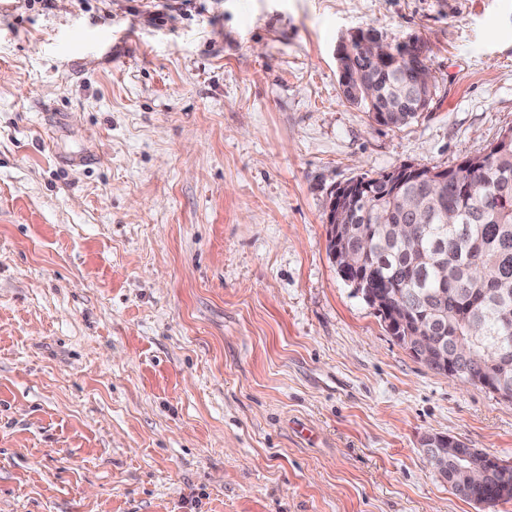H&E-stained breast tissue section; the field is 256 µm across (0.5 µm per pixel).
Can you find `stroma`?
I'll return each mask as SVG.
<instances>
[{
  "mask_svg": "<svg viewBox=\"0 0 512 512\" xmlns=\"http://www.w3.org/2000/svg\"><path fill=\"white\" fill-rule=\"evenodd\" d=\"M416 45L371 121L337 48ZM512 128V0H0V512L481 510L512 400L416 361L327 253L337 185ZM426 455L432 466L435 463L443 464L448 477V459L452 463L450 474V483L460 487H466L471 491L462 489L450 484L457 494L470 500L472 491H478L485 486L487 476L492 472L507 469L498 458L481 452L476 448H467V446L458 438L450 433H437L428 436L424 440ZM433 461V462H431ZM510 473L507 482L512 483V467H509Z\"/></svg>",
  "mask_w": 512,
  "mask_h": 512,
  "instance_id": "1",
  "label": "stroma"
}]
</instances>
